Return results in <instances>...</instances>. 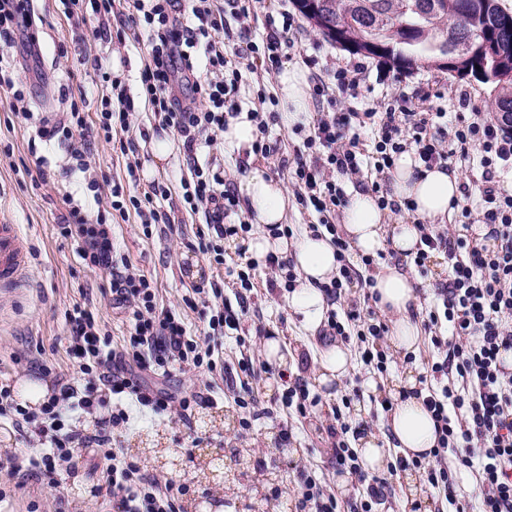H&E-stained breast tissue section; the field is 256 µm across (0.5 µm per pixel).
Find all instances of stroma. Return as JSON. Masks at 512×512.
I'll use <instances>...</instances> for the list:
<instances>
[{
    "mask_svg": "<svg viewBox=\"0 0 512 512\" xmlns=\"http://www.w3.org/2000/svg\"><path fill=\"white\" fill-rule=\"evenodd\" d=\"M37 18L34 32L38 39L35 56H20L18 47L0 42V55L19 59V73L30 95L33 120L15 117L8 107L7 94L0 90V222L19 225L28 244L30 266L26 286L0 307V382L19 391L25 381L51 384L54 375L74 374L77 363L68 352L65 313L74 305L96 309L102 324L112 336L113 345L130 341V330L123 316L110 304L102 274L83 265L73 240L61 234L60 225L69 207L66 196L81 203V215L88 223L105 219L112 226V244L135 269L152 280L157 288V305L180 313L190 334H200L206 326L197 309L188 307L184 298L192 286L219 282L230 305L240 303L239 289L231 269L250 257L242 236L217 239L201 216L187 211L174 214L173 227L162 225L145 231L138 216L120 218L109 205L113 184L125 191L147 190L151 182L165 185L172 196L182 194L181 177L186 161L181 141H174L167 160L154 165L149 141L160 136L161 127L143 101L138 98L140 72L147 53L145 34L122 32L118 43H106L92 35L95 24L87 22L75 28L64 13L62 0H32ZM295 46L283 68L304 72L308 84L330 80L336 68L362 67V81L356 110L372 107L384 111L391 97H402L412 106L431 104L437 112H486L492 99L490 88L448 76L433 66L402 70L382 61L350 53L326 41L306 18H299L293 35ZM108 57L117 65L118 76L125 81L136 99L131 120L132 137L146 135L140 148L139 166L128 173L126 158L119 146L99 143L91 166L101 186L89 190L85 173L71 159L66 144L43 142L36 138L39 117H64L70 110L69 87L84 88L87 100L80 110L88 123L98 120L97 107L108 94L106 83L93 73V57ZM236 108L249 109L261 104L268 124V142L274 152L262 156L254 152L232 150L223 140L198 149L200 161L223 165L233 184L255 168L282 183H289L303 148L305 132L284 128L277 75L264 69H243ZM46 159L54 175L46 185L33 186L29 172L37 159ZM218 243L224 252L223 264H216L208 243ZM270 272L260 266L255 270L254 286L247 294L245 310L240 313V330L224 340L226 365L237 366L242 355H250L253 370L239 373L243 383L268 412L251 419L239 407L232 391L221 379L203 373L172 367L164 380L166 388L187 392L212 387L216 405L195 408L191 424H184L178 414L156 416L140 410L133 400L124 405L130 415L127 424L116 427L112 436L137 461L144 473L170 483L180 490V512H308L301 500V484L306 475L325 481L335 493L341 512H350L364 488L350 475L337 472L332 459V444L326 427L333 420L336 407L351 391L360 397L343 412L345 422L369 421L370 436L386 451V464H394L398 450L388 429L390 413L382 407L385 390L407 372L425 376L428 364L438 356L431 341L432 332L421 327L420 341L412 358L391 353L385 373H370L361 363L358 340L350 338L345 347L352 368L340 382L322 386L315 376L325 349L312 331L289 305L285 287L269 285ZM265 329L281 342L283 361L267 359L264 342L256 336ZM51 367V374L31 368V360ZM306 382L317 402L305 416L283 409L281 399L287 389L286 378ZM293 426L290 441H283L284 423ZM78 467L50 487L47 478L29 480L16 488L6 473L0 472V512H112V503L99 480L105 467L102 455L80 448Z\"/></svg>",
    "mask_w": 512,
    "mask_h": 512,
    "instance_id": "obj_1",
    "label": "stroma"
}]
</instances>
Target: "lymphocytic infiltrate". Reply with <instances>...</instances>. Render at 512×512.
Returning <instances> with one entry per match:
<instances>
[{
  "mask_svg": "<svg viewBox=\"0 0 512 512\" xmlns=\"http://www.w3.org/2000/svg\"><path fill=\"white\" fill-rule=\"evenodd\" d=\"M238 0H63L66 14L75 24L86 23L89 15L115 16L127 28L146 29L148 55L141 72L140 98L159 126L172 129L182 141L189 175L182 181L179 208L202 215L217 236L236 235L237 229L225 225L239 200L226 189L224 173L213 163L199 162L196 152L201 143L212 142L226 125L224 106L234 96L241 79L243 61L256 59L266 68H277L293 43L289 33L296 27L290 13L281 19H268L269 32L263 44L245 46L225 53L228 33L225 16L244 17ZM35 18L29 0H0V41L34 50L32 34ZM207 59L209 78L196 84L199 102L180 103L173 92L179 74L193 71L197 53ZM134 98L120 80H112L111 92L101 101L96 124H88L78 111L68 117L41 120L37 130L43 140L60 139L68 144L71 158L81 168H89V158L98 139L123 134L121 152L137 158L138 146L129 138ZM435 112L387 109L381 114L368 111L319 113L313 133L303 146L306 156L298 158L291 184L298 203L320 215V225L336 249L339 274L322 290L330 301H338L345 285L357 273L348 255V243L334 218L344 207L347 196L337 176L360 182L371 191L380 208L398 210L386 188V177L398 155L415 150L425 167L455 163L465 170H479L474 204L464 207V215H477L485 230V243L469 241L449 229H434L419 224V243L410 261L425 269L435 254L448 260V280L440 288V301L428 312L429 326L439 322L451 325V338L433 337L439 358L431 365L432 384L423 388V402L436 423L437 446L434 463L424 464L429 485L455 512H512V371L506 370L500 355L512 350V189L500 184L501 171L512 169V119L498 123L491 113H457L456 121L442 127ZM378 120L374 143L375 176L364 182V153L358 134L352 133V121ZM167 188L152 183L142 195L125 192L113 184L110 206L119 216L136 212L144 227L172 224L170 212L154 203L167 197ZM71 222L62 227L64 236L74 238L77 255L85 266L100 272L108 281L113 308L122 311L132 330L129 347L111 348L103 337L97 316L89 309L74 306L67 316V341L70 352L79 361V373L73 377L56 376L55 388L39 412L23 409L13 399L9 385L0 384V420L11 421L19 431L35 437L40 451L30 459V472L60 484L71 471L74 440L84 447L102 452L107 462L104 478L112 496L113 512H179L171 489L162 488L156 479L145 475L140 465L128 459L122 449L113 447L112 430L129 420L122 402L134 397L144 408L158 415L178 410L189 419L193 407L214 403L211 393L193 392L184 396L144 388L134 369L149 365L168 368H207L210 374L227 375L219 351L225 330L238 329L239 317L224 303V290L217 283L195 286L208 313L203 338L193 339L184 320L172 310L158 307L151 281L138 274L125 257L112 246V227L107 223L90 224L79 207L70 210ZM388 332L384 320L362 318L359 311L329 312L322 338L349 340L357 336L364 349L365 366L385 372L388 357L379 344ZM99 409L110 412L107 427L96 434L78 437L76 432H60L63 414ZM366 421L329 424L327 434L333 441V459L337 471L348 472L366 487V497L352 505L351 512H373L384 503L390 490L385 476L367 478L348 439L364 434ZM456 457L459 465L476 474L480 494L467 502L448 463Z\"/></svg>",
  "mask_w": 512,
  "mask_h": 512,
  "instance_id": "obj_1",
  "label": "lymphocytic infiltrate"
}]
</instances>
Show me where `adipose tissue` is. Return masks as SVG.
<instances>
[{
  "label": "adipose tissue",
  "instance_id": "obj_1",
  "mask_svg": "<svg viewBox=\"0 0 512 512\" xmlns=\"http://www.w3.org/2000/svg\"><path fill=\"white\" fill-rule=\"evenodd\" d=\"M279 92L285 126L305 123L308 113V84L297 69L285 70L279 77ZM461 179L457 173L440 168H418L413 153L400 155L390 177L391 197L397 202H410L416 215L426 221H444L453 200L459 199ZM254 224L259 230L250 240L248 249L262 258L274 253L292 259L299 273V285L290 305L304 321L316 326L326 311L322 285L330 283L337 273L336 251L328 236L306 233L297 238H271L267 225L279 224L285 218L291 199L282 183L256 169L242 185ZM342 230L346 238L361 252L380 249L384 240H391L402 254L413 252L419 232L411 224L387 225L386 212L379 208L374 196L355 192L344 210ZM370 292L376 296L377 307L390 314L393 322L389 342L393 349L407 353L419 342V328L411 316L416 303L412 277L396 265L382 266L373 276ZM418 381L414 375L392 388L395 401L388 427L407 458L428 456L437 444L435 422L414 390Z\"/></svg>",
  "mask_w": 512,
  "mask_h": 512
}]
</instances>
